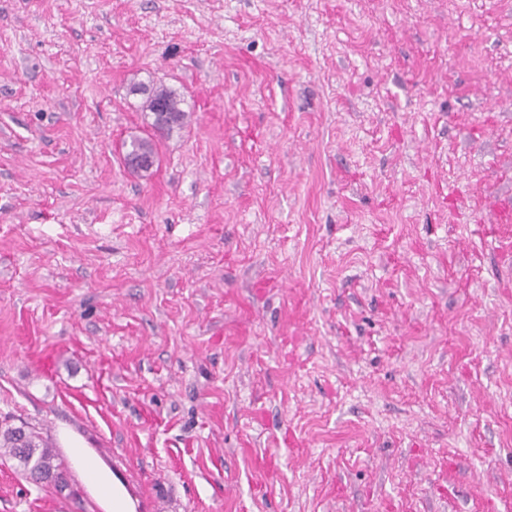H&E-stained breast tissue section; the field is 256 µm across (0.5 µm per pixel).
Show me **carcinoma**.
I'll list each match as a JSON object with an SVG mask.
<instances>
[{
    "mask_svg": "<svg viewBox=\"0 0 512 512\" xmlns=\"http://www.w3.org/2000/svg\"><path fill=\"white\" fill-rule=\"evenodd\" d=\"M131 91L148 92L145 108L149 111L152 110L153 97L161 96L166 100L169 110L176 114V121L168 130L184 124L186 112L180 108L182 99L176 91L162 85L149 90L143 86H134ZM126 147L130 154L156 155L154 143L147 138L135 137ZM2 456L13 460L15 470L36 485L51 486L60 493L71 489L64 461L44 432L35 426L26 422L18 426L4 422L0 426V457Z\"/></svg>",
    "mask_w": 512,
    "mask_h": 512,
    "instance_id": "carcinoma-1",
    "label": "carcinoma"
}]
</instances>
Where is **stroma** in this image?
<instances>
[{"instance_id":"obj_1","label":"stroma","mask_w":512,"mask_h":512,"mask_svg":"<svg viewBox=\"0 0 512 512\" xmlns=\"http://www.w3.org/2000/svg\"><path fill=\"white\" fill-rule=\"evenodd\" d=\"M503 201L512 0H0V419L138 512H512ZM139 91H149L145 100V108L152 113V99L154 96H161L167 102L170 112H168L163 101L155 102V123L153 122L155 130L160 132L164 131L165 126L173 122L174 117L171 112L176 114V121L173 125L167 128L166 132H170L174 128H180L184 124L187 114L180 108V104L183 100L175 90L164 87L163 85L152 87L151 89H147L143 86H133L131 88V92ZM512 221V208L502 206L493 211L492 231H487V238L496 248L502 252H508L512 248L511 235L501 231L503 224H510ZM62 439L74 470L104 512H137L136 500L80 438L64 433Z\"/></svg>"}]
</instances>
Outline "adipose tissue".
Listing matches in <instances>:
<instances>
[{
    "label": "adipose tissue",
    "mask_w": 512,
    "mask_h": 512,
    "mask_svg": "<svg viewBox=\"0 0 512 512\" xmlns=\"http://www.w3.org/2000/svg\"><path fill=\"white\" fill-rule=\"evenodd\" d=\"M62 439L74 470L102 512H137L136 500L79 438L66 433Z\"/></svg>",
    "instance_id": "adipose-tissue-1"
}]
</instances>
